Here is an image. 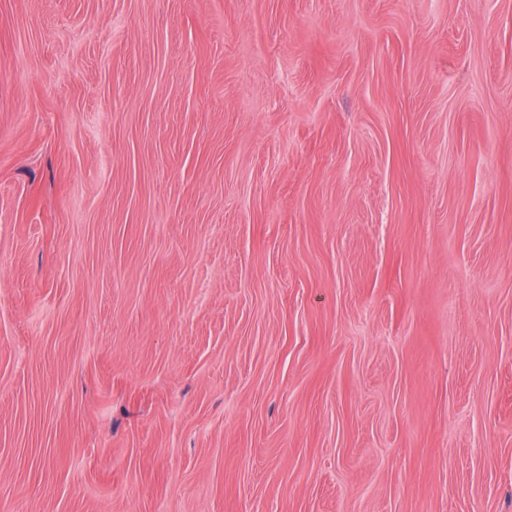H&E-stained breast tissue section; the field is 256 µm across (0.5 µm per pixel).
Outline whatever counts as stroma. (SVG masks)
<instances>
[{"label": "stroma", "mask_w": 512, "mask_h": 512, "mask_svg": "<svg viewBox=\"0 0 512 512\" xmlns=\"http://www.w3.org/2000/svg\"><path fill=\"white\" fill-rule=\"evenodd\" d=\"M0 512H512V0H0Z\"/></svg>", "instance_id": "stroma-1"}]
</instances>
